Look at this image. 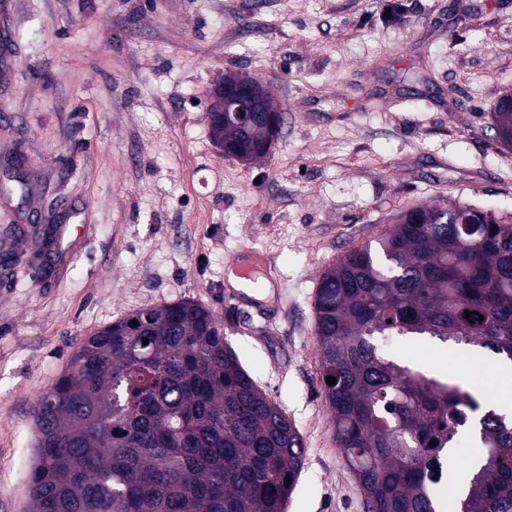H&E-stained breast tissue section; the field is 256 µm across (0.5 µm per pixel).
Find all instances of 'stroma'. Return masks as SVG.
Returning a JSON list of instances; mask_svg holds the SVG:
<instances>
[{"instance_id":"stroma-1","label":"stroma","mask_w":512,"mask_h":512,"mask_svg":"<svg viewBox=\"0 0 512 512\" xmlns=\"http://www.w3.org/2000/svg\"><path fill=\"white\" fill-rule=\"evenodd\" d=\"M229 70L285 114L257 161L211 136ZM510 91L512 0H0V512H29L35 405L79 342L183 299L303 438L288 512H363L321 397L315 289L412 205L512 211L491 117ZM249 249L275 273L237 303ZM387 350L454 377L479 353Z\"/></svg>"}]
</instances>
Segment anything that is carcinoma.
I'll list each match as a JSON object with an SVG mask.
<instances>
[{"instance_id": "obj_1", "label": "carcinoma", "mask_w": 512, "mask_h": 512, "mask_svg": "<svg viewBox=\"0 0 512 512\" xmlns=\"http://www.w3.org/2000/svg\"><path fill=\"white\" fill-rule=\"evenodd\" d=\"M492 118L512 151V110ZM265 130L257 120L212 134L225 155L255 159L268 153ZM314 311L322 396L363 512H445L432 468L479 403L388 358L377 337L427 336L512 362V214L460 201L406 208L377 249L354 248L322 276ZM35 422L33 512H285L302 467L298 430L191 300L85 337ZM478 423L482 465L452 509L512 512V420L488 410Z\"/></svg>"}]
</instances>
